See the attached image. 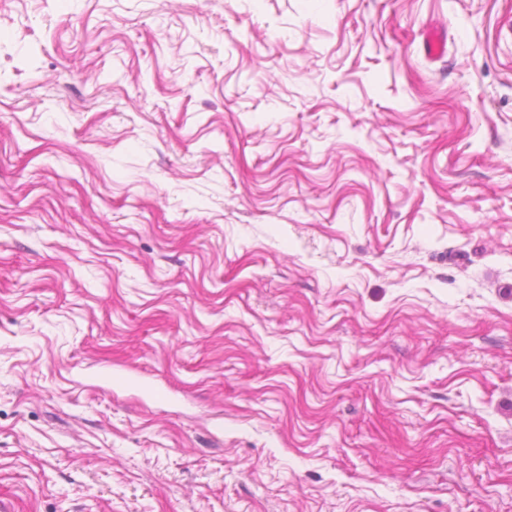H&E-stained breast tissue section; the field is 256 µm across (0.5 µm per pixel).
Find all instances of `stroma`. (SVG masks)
Masks as SVG:
<instances>
[{
  "mask_svg": "<svg viewBox=\"0 0 512 512\" xmlns=\"http://www.w3.org/2000/svg\"><path fill=\"white\" fill-rule=\"evenodd\" d=\"M0 512H512V0H0Z\"/></svg>",
  "mask_w": 512,
  "mask_h": 512,
  "instance_id": "obj_1",
  "label": "stroma"
}]
</instances>
